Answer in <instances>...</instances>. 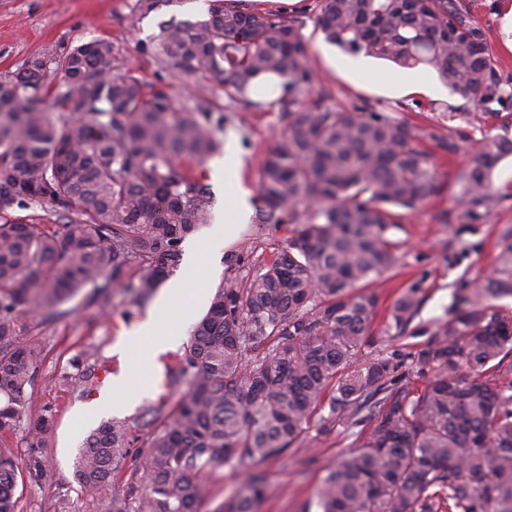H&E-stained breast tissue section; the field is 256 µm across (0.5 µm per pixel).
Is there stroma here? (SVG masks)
Returning a JSON list of instances; mask_svg holds the SVG:
<instances>
[{
  "label": "stroma",
  "instance_id": "1",
  "mask_svg": "<svg viewBox=\"0 0 512 512\" xmlns=\"http://www.w3.org/2000/svg\"><path fill=\"white\" fill-rule=\"evenodd\" d=\"M485 30L492 45L503 80L512 79V16L503 9L504 0H463ZM132 0H0V72L14 70L28 59L59 56L72 47L102 37L112 42L126 67L132 68L148 84L163 87L183 96L186 105L202 101L214 111H235L242 123L226 125L221 141H235L245 166L237 174L224 170L223 155H215L206 166V182L213 192L207 223L187 237L193 247L197 274L186 286L179 306L158 310L153 302L136 305L131 295L115 292L106 297L86 287L63 306L61 316L39 320L36 337L44 346V358L34 385L35 406H50L55 414L46 445L38 454L45 469L38 477L21 474L15 495L20 512H50V503L68 499L72 512H92L93 495L73 478L77 448L102 420L111 418L112 407L102 399H88L79 389L59 386L55 378L68 359L88 346L100 348L112 370L120 364L113 349L119 340L147 319H154L157 332L177 326L182 341H189L198 322L206 314L216 287L227 272L230 257L245 263L271 258L285 246L292 233L288 224H245L233 238L224 236V206L233 191L255 193L261 162L280 140L285 129L278 108L259 111L238 107L221 86L204 78L184 79L167 64L143 51L156 32L157 16L139 23L130 20ZM247 7L299 17L301 33L308 45L310 67L314 72L312 96H323L332 107L366 106L387 112L411 123L435 125L452 130L464 139L466 147L456 154L430 149L429 162L445 190L415 209L405 212L400 224L390 228L389 238L400 246L401 263L383 276L380 308H388L399 287L407 281L425 277L422 306L415 318L424 324L445 314L459 279L471 281L492 274L505 233L512 231V156L496 166L490 190L500 203L481 219H470L458 200L456 175L465 168L471 155L469 143L491 136V126L461 120L464 112L475 111L474 103L454 95L442 79H435L436 95L404 94L395 85H381L379 73L392 69L390 63L367 58V73L351 75L345 68L350 55L328 43L315 25L313 0H245ZM447 212V223L436 215ZM176 351L158 355L133 353L127 366V389L113 391L116 399L132 398L126 419L137 418L148 400L154 399V375L174 362ZM358 443L350 431L336 426L319 432L309 428L300 442L282 456L265 461H248L215 468L207 481L210 496L200 512H216L230 504L250 474H262L267 494L260 512H322L318 491L330 470Z\"/></svg>",
  "mask_w": 512,
  "mask_h": 512
}]
</instances>
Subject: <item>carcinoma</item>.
Masks as SVG:
<instances>
[{"instance_id":"obj_1","label":"carcinoma","mask_w":512,"mask_h":512,"mask_svg":"<svg viewBox=\"0 0 512 512\" xmlns=\"http://www.w3.org/2000/svg\"><path fill=\"white\" fill-rule=\"evenodd\" d=\"M208 0L206 15L176 18L187 0H133L140 21L166 9L144 51L186 77L205 75L251 109L252 79H282L268 94L286 136L265 155L258 224H292L288 243L242 276L237 258L183 354L167 366L174 408L152 402L157 422L129 458L131 430L107 420L83 443L74 478L97 494L96 512H198L210 494L200 476L297 444L310 423L342 425L361 443L325 478L322 512H512V317L492 302L512 296V242L495 272L454 295L423 348L361 365L374 336L378 277L400 262L389 229L442 193L425 142L455 153L456 139L366 107L330 108L301 98L312 86L297 17ZM316 27L351 54L425 66L454 94L485 108L466 119L499 133L470 145L457 177L467 214L500 203L496 165L512 155V83L503 80L484 29L459 0H315ZM229 116L188 107L122 69L112 43H81L0 72V512H18L17 447H44L53 424L33 408L44 346L31 332L79 289H122L147 301L178 265L181 243L212 203L202 168L220 148ZM307 214L301 220L297 212ZM38 208L63 223L15 216ZM424 279L405 285L387 329L410 336ZM58 383L94 389L107 369L98 348L79 351ZM438 376L421 392L412 370ZM328 414H322V411ZM125 470V486L112 488ZM264 478L253 473L236 504L259 512Z\"/></svg>"}]
</instances>
